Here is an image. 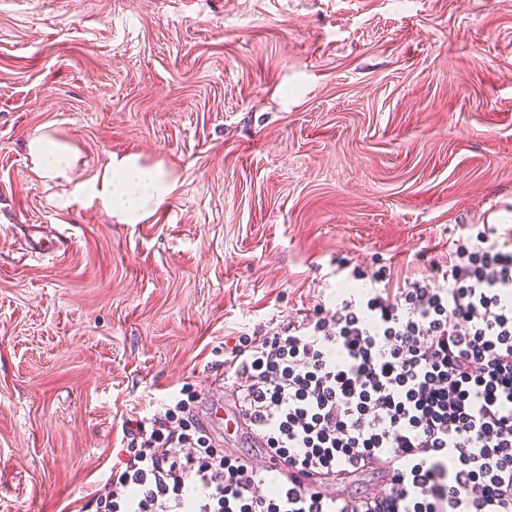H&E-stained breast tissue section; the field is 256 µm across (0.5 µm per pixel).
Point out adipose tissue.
<instances>
[{
	"instance_id": "obj_1",
	"label": "adipose tissue",
	"mask_w": 512,
	"mask_h": 512,
	"mask_svg": "<svg viewBox=\"0 0 512 512\" xmlns=\"http://www.w3.org/2000/svg\"><path fill=\"white\" fill-rule=\"evenodd\" d=\"M30 161L43 176L70 178L73 159L67 146L38 134L27 141ZM80 191L110 219L137 224L169 200L177 183L162 165H145L138 156H111L99 178L80 184Z\"/></svg>"
}]
</instances>
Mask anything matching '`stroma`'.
Returning <instances> with one entry per match:
<instances>
[{"label":"stroma","instance_id":"1","mask_svg":"<svg viewBox=\"0 0 512 512\" xmlns=\"http://www.w3.org/2000/svg\"><path fill=\"white\" fill-rule=\"evenodd\" d=\"M115 154L178 183L141 223L75 190ZM467 224L512 225V0H0V512H97L123 420L231 419L225 345ZM27 149L37 172L51 179L64 178L71 181L73 159L67 146L38 134L28 139Z\"/></svg>","mask_w":512,"mask_h":512}]
</instances>
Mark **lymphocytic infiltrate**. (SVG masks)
<instances>
[{"instance_id":"obj_1","label":"lymphocytic infiltrate","mask_w":512,"mask_h":512,"mask_svg":"<svg viewBox=\"0 0 512 512\" xmlns=\"http://www.w3.org/2000/svg\"><path fill=\"white\" fill-rule=\"evenodd\" d=\"M224 379L271 465L217 448L174 396L126 422L101 512H512V228L421 276L353 267L332 302L225 347ZM336 472L383 482H305Z\"/></svg>"}]
</instances>
